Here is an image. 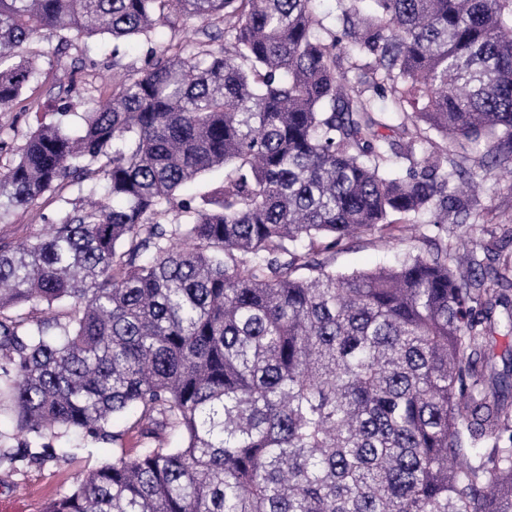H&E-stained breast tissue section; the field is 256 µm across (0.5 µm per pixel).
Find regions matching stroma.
Masks as SVG:
<instances>
[{"label":"stroma","mask_w":512,"mask_h":512,"mask_svg":"<svg viewBox=\"0 0 512 512\" xmlns=\"http://www.w3.org/2000/svg\"><path fill=\"white\" fill-rule=\"evenodd\" d=\"M57 39L29 46V53L39 55L40 69L16 101L13 108L0 112V170L18 160L29 133L37 126L58 119L57 111L69 107L66 121L78 127L87 105L99 96L112 92L113 58L137 67L145 63L143 43H129L120 54H113L111 39L72 37L66 54H58ZM476 206L487 219L473 234V243L497 242L504 253H512V176L503 172L486 181L476 197ZM62 211L59 202L44 197L28 210L14 212L7 223H0V238L17 241L35 233H46L49 225ZM414 241L402 242L364 234L354 238L346 248L329 253L332 269L339 273L372 270L394 263L396 257L413 249ZM111 445L79 452L75 458L43 464L26 460L0 465V502L18 503L21 512H42L53 495L73 488L89 469L110 462Z\"/></svg>","instance_id":"stroma-1"}]
</instances>
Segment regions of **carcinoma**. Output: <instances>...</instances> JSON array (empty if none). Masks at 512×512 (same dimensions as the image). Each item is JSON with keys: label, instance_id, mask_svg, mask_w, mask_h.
<instances>
[{"label": "carcinoma", "instance_id": "obj_1", "mask_svg": "<svg viewBox=\"0 0 512 512\" xmlns=\"http://www.w3.org/2000/svg\"><path fill=\"white\" fill-rule=\"evenodd\" d=\"M313 2L0 0V111L35 41L151 44L141 69L112 51L78 133L38 126L0 173V221L105 180L0 241V462L116 445L44 512H512V349L498 371L490 343L512 335V259L465 231L373 270L322 258L478 224L459 186L512 167V0H338L341 38ZM187 21L197 40L153 42ZM422 124L496 148L468 165ZM131 433L157 445L131 455ZM63 206L46 195L39 204L28 210H17L6 224L0 223V238L17 241L34 233L45 234L54 219L62 212Z\"/></svg>", "mask_w": 512, "mask_h": 512}]
</instances>
